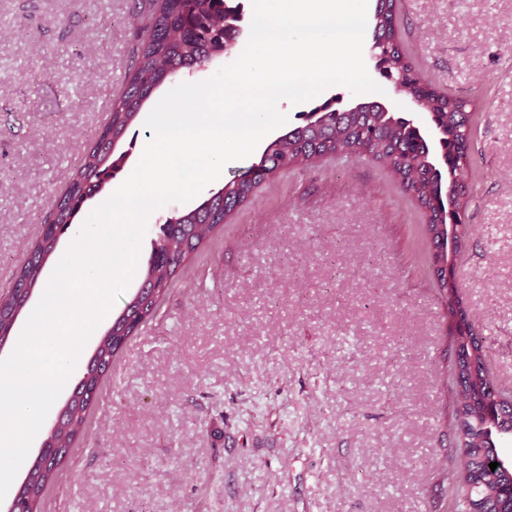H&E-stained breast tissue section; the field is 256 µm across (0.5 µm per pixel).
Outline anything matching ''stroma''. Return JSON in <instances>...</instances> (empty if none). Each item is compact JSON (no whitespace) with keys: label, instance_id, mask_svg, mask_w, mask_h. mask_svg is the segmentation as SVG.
I'll list each match as a JSON object with an SVG mask.
<instances>
[{"label":"stroma","instance_id":"stroma-1","mask_svg":"<svg viewBox=\"0 0 512 512\" xmlns=\"http://www.w3.org/2000/svg\"><path fill=\"white\" fill-rule=\"evenodd\" d=\"M139 0H0V295L122 91ZM423 85L467 101L460 295L512 392V0H399ZM291 106L247 158L301 125ZM419 209L377 162L267 179L116 359L40 512H452L451 331Z\"/></svg>","mask_w":512,"mask_h":512}]
</instances>
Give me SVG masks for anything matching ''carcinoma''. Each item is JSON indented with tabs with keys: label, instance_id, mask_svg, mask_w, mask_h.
Segmentation results:
<instances>
[{
	"label": "carcinoma",
	"instance_id": "obj_1",
	"mask_svg": "<svg viewBox=\"0 0 512 512\" xmlns=\"http://www.w3.org/2000/svg\"><path fill=\"white\" fill-rule=\"evenodd\" d=\"M226 2L228 0H153L150 32L133 49L125 87L112 102L107 124L96 133L92 147L71 172L67 192L55 203L48 223L69 227L86 199L116 175L123 156L113 157V141L123 137L161 83L182 69L210 61L234 42L238 35L234 27L237 14ZM372 41L379 45L377 52L384 55L378 62L380 74L412 89L444 125L447 174L427 164L425 157L430 154L427 141L392 113L371 108L337 116L327 101L315 106L313 111L325 114V120L310 121L276 139L268 145L259 163L248 171V177L227 182L222 190L199 207L163 225L162 237L152 248L145 271L147 279L154 274L158 256L166 262L157 297L144 302L143 307L139 298L132 302L128 314L131 324L124 336L118 339L113 335L102 337L97 355L87 365L91 376L89 388H100L102 379L112 369L114 358L140 326L156 314L159 298L168 292L184 261L190 259L207 239L205 229L215 230L229 212L252 196L259 182L284 166L316 158L353 155L380 163L419 206L431 245L437 247L436 240L443 234L439 225L449 221L446 191L453 187L464 195L468 193L467 174L459 159L469 149L472 137L469 117L461 99L420 84L400 37L397 0H378ZM469 238L470 228L465 225L457 237L454 251L440 254L439 260L457 262L465 252ZM55 247V238L49 232L40 234L31 245L28 260L14 274L8 292L0 296V327L10 328L12 304L22 287L26 285L33 291L40 286V260L44 254L54 252ZM437 289L449 316L462 304L455 277L437 282ZM454 343L455 352L468 348L479 364L475 376L461 381V389L455 391L452 402L458 443L467 445L458 459V475L464 494L456 512H473L480 500H496L503 512H512V464L506 462L495 470L489 468L496 452L495 439L512 429V403L498 400L493 391L484 392V388L490 386L483 376L488 350L486 338L471 333L454 337ZM93 404L94 401L81 391L71 399L68 426L66 431L59 433L58 447L71 449L84 436L88 411ZM62 461L63 458H58L44 472L39 468L35 470L39 478L30 484L29 501L40 504Z\"/></svg>",
	"mask_w": 512,
	"mask_h": 512
}]
</instances>
